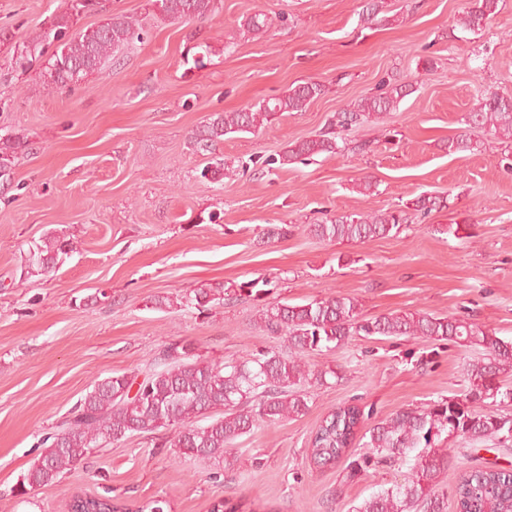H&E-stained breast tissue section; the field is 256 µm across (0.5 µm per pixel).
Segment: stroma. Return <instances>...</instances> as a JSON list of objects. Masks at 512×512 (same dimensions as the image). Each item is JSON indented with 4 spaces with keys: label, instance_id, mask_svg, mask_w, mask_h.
Here are the masks:
<instances>
[{
    "label": "stroma",
    "instance_id": "stroma-1",
    "mask_svg": "<svg viewBox=\"0 0 512 512\" xmlns=\"http://www.w3.org/2000/svg\"><path fill=\"white\" fill-rule=\"evenodd\" d=\"M365 2L220 0L210 18L178 23L154 18L147 0H101L75 30L123 13L140 21V39L85 83L53 93L38 68L12 70L11 43L0 45V134L30 144L15 168L18 190L0 196V512H67L75 493L136 505L159 499L164 512H210L218 499L249 512H351L402 481L399 463L351 479L340 464L317 468L309 442L344 403L367 411L366 431L401 409L459 395L477 348L355 336L308 356L311 369L333 366L337 379L312 388L304 415L238 439L230 465L178 457L161 428L99 449L53 485L21 491L39 439L95 381L143 374L175 340L216 359L279 348L257 323L263 301L344 295L365 318L468 316L512 339V143L465 125L482 92L512 96V0L479 35L458 25L471 0H378L369 23L360 17ZM60 5L0 0V30L21 42ZM257 14L263 29L245 31ZM307 81L325 92L304 111L226 135L212 154L192 145V130L211 114ZM401 82L414 93L380 127L343 131L346 150L276 165L337 112ZM464 130L474 150L449 153V137ZM365 140L369 150L357 151ZM215 158L233 178H201ZM366 180L376 185L367 196L358 189ZM421 195L447 205L420 213L413 202ZM387 209L404 211L406 221L382 238L360 244L309 232ZM453 223L467 225L466 237L441 233ZM271 225L286 236L264 238ZM50 235L70 239L72 252L55 274L27 275L30 248ZM256 279L270 283L265 300L237 295L202 312L183 302L207 283ZM451 446L439 478L448 494L465 468L512 465V451L491 441L466 456L459 441Z\"/></svg>",
    "mask_w": 512,
    "mask_h": 512
}]
</instances>
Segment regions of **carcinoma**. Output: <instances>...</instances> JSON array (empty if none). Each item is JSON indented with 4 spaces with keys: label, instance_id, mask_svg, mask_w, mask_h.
<instances>
[{
    "label": "carcinoma",
    "instance_id": "obj_1",
    "mask_svg": "<svg viewBox=\"0 0 512 512\" xmlns=\"http://www.w3.org/2000/svg\"><path fill=\"white\" fill-rule=\"evenodd\" d=\"M161 17L190 22L209 17L217 0H150ZM500 0H473L458 25L465 31H482L498 13ZM100 0H65L51 21L15 47L11 65L22 72L34 61L42 62L41 77L50 91L70 89L99 71L116 49L139 37L137 22L125 14H111L96 25L71 33L75 19L98 9ZM324 93V85L308 81L287 94L264 100L238 112L212 114L193 133L197 148L207 151L233 133H251L272 123L284 112H301ZM413 93L412 85L397 84L366 96L336 116L313 138L288 147L280 164L300 157L337 153L336 128L377 124L386 113ZM471 129L512 138V97L486 93L468 113ZM29 143L20 136L0 135V186L13 183L19 157ZM404 222L401 212H373L340 216L329 224H312L318 239L364 242L385 236ZM69 240L47 237L29 251L27 273L49 275L64 255L72 251ZM266 281L206 285L185 298L186 305L203 308L226 294L266 293ZM261 327L287 341L286 350L249 353L235 359L209 360L183 340L164 345L146 364L137 392L136 378L125 374L96 381L77 402L58 429L41 440L44 447L21 481L22 488L55 483L64 471L89 459L97 449L118 444L159 428L173 430L169 447L188 456L229 463L237 439L257 421L268 424L304 415L309 409V388L328 384L336 376L331 368L311 371L305 357L340 347L354 336H417L482 348L481 357L464 368L467 382L457 397L427 407L407 408L379 421L364 442L367 452L351 460L349 476L372 464L413 457L401 482L372 495L352 512H448V497L439 491L438 478L448 469V454L437 448L441 435L468 443L495 441L512 448V415L485 409L486 401L512 402V389H502L500 376L512 372V341L490 328L454 316L426 313L360 317L358 302L333 296L302 305L267 303L258 314ZM364 411L356 404L331 409L310 442L309 455L319 467L336 464L356 438ZM454 497L457 512H512V469L475 467L458 479ZM71 512H156L161 501L135 509L110 496L76 495Z\"/></svg>",
    "mask_w": 512,
    "mask_h": 512
}]
</instances>
